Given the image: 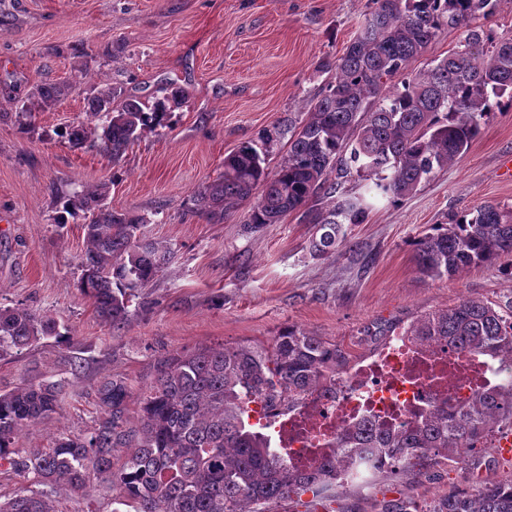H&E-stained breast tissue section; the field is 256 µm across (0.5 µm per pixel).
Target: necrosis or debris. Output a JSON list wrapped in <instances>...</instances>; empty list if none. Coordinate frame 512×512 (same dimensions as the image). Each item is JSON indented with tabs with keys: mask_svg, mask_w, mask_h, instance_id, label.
<instances>
[{
	"mask_svg": "<svg viewBox=\"0 0 512 512\" xmlns=\"http://www.w3.org/2000/svg\"><path fill=\"white\" fill-rule=\"evenodd\" d=\"M496 377L483 359L394 336L375 358L338 379L335 390L316 391L279 416L276 429L289 461L305 469L352 424L368 420L406 426L432 405L467 402Z\"/></svg>",
	"mask_w": 512,
	"mask_h": 512,
	"instance_id": "4bbe7bcc",
	"label": "necrosis or debris"
}]
</instances>
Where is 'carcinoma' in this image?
Listing matches in <instances>:
<instances>
[{
	"mask_svg": "<svg viewBox=\"0 0 512 512\" xmlns=\"http://www.w3.org/2000/svg\"><path fill=\"white\" fill-rule=\"evenodd\" d=\"M361 30L336 60L322 62L331 73L324 93L300 126L291 125L288 153L267 172L264 146L245 142L224 158V171L198 189L192 208L208 221L261 190L248 227L278 224L301 213L314 225L310 253L337 255L349 247L345 225L362 224L374 204H393L414 195L421 184L455 162L479 135L493 112L490 99L512 106V38L495 40L471 27L479 14H493L495 0H372ZM463 29V47L391 83L439 36ZM116 90L102 86L88 111L106 117L101 140L118 160L147 127L163 126L183 91L166 90L149 111L135 99L112 108ZM355 175L363 190L344 183ZM107 187L83 190L64 201L68 214H91L84 225L80 293L112 328L121 330L137 288L154 281L170 251L139 237L144 218L106 203ZM326 200L316 208L312 201ZM512 255V211L485 204L453 215L450 222L414 241L417 271L430 279L453 278L472 266L496 265ZM407 335L474 356L498 360L506 380L477 393L466 405L446 403L406 427L364 421L342 432L312 468L288 464L254 420L292 408L309 394L336 384L350 371V354L320 336L290 327L267 346L240 344L176 353L159 362L158 377L140 399L136 428L127 426L128 384L112 377L96 387L101 415L88 434H61L50 448H22L19 436L56 411L66 381L24 383L0 393V462L22 481L1 501L0 512H57L51 497L59 486L88 496L96 483L118 492L117 508L133 512H269L286 501L293 512L331 500V491L353 484L360 473L368 485L422 475L447 464L457 449L464 473L478 456L495 448L494 437L512 428V315L492 304L465 298L454 306L420 316ZM71 343L57 321L29 308L0 307V356L21 351L43 338ZM125 460L113 466V453ZM312 494V500L302 496ZM426 512H512V480L482 479L468 490L439 497Z\"/></svg>",
	"mask_w": 512,
	"mask_h": 512,
	"instance_id": "obj_1",
	"label": "carcinoma"
}]
</instances>
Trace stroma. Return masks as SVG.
I'll return each mask as SVG.
<instances>
[{
  "mask_svg": "<svg viewBox=\"0 0 512 512\" xmlns=\"http://www.w3.org/2000/svg\"><path fill=\"white\" fill-rule=\"evenodd\" d=\"M371 0H0V305L55 317L75 349L45 338L0 358V392L66 379L52 418L24 433L26 448H48L59 433H88L99 413L95 388L124 378L126 417L137 425L139 396L160 359L177 352L269 343L296 326L360 360L426 313L476 298L512 310V260L453 279L417 272L413 241L451 215L485 203L512 210V182L500 176L512 156V108L493 112L463 156L415 195L377 206L348 227L339 257L311 258L315 231L299 214L259 230L247 227L250 203L212 224L190 198L224 169V158L263 132L304 121L329 80L320 63L339 57ZM152 104L183 91L167 125L145 129L120 161L102 142L75 145L73 126L101 131L87 100L103 84ZM59 86L45 105L36 91ZM27 111H19L17 101ZM107 184L113 209L144 217L143 238L171 259L129 306L115 331L78 291L87 214L57 223L61 200ZM83 360L70 373L67 356ZM459 471L359 490L336 488L330 512H383L385 502H426L462 485Z\"/></svg>",
  "mask_w": 512,
  "mask_h": 512,
  "instance_id": "obj_1",
  "label": "stroma"
}]
</instances>
